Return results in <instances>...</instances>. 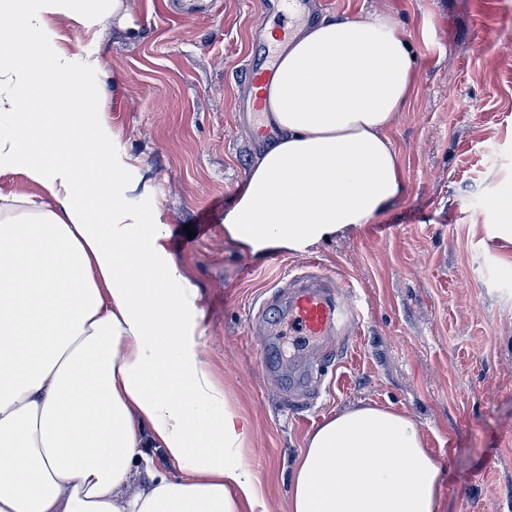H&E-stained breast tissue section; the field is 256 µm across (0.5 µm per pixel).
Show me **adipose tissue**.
Returning a JSON list of instances; mask_svg holds the SVG:
<instances>
[{
    "instance_id": "adipose-tissue-1",
    "label": "adipose tissue",
    "mask_w": 512,
    "mask_h": 512,
    "mask_svg": "<svg viewBox=\"0 0 512 512\" xmlns=\"http://www.w3.org/2000/svg\"><path fill=\"white\" fill-rule=\"evenodd\" d=\"M60 13L90 29L104 3L0 0V172L42 189L0 194V512H270L247 419L201 359L197 290L161 211L119 192L133 165L112 150L94 63L59 42ZM413 90L391 15L300 28L266 92L279 134L227 239L300 253L381 217L405 190L388 131ZM441 481L411 418L356 407L306 437L288 512H439Z\"/></svg>"
}]
</instances>
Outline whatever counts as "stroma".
I'll use <instances>...</instances> for the list:
<instances>
[{
	"mask_svg": "<svg viewBox=\"0 0 512 512\" xmlns=\"http://www.w3.org/2000/svg\"><path fill=\"white\" fill-rule=\"evenodd\" d=\"M118 0L95 28L53 26L101 61L115 152L131 156L127 202L163 214L168 253L205 312L202 358L250 423L245 456L272 512L306 436L362 405L417 425L443 469L440 512H512V241L486 204L512 187V0H309L311 12L393 16L415 86L389 136L406 189L375 223L301 253L257 259L224 235L258 146L241 109L246 61L271 17L255 0ZM346 279L364 317L335 353L276 336L286 272Z\"/></svg>",
	"mask_w": 512,
	"mask_h": 512,
	"instance_id": "stroma-1",
	"label": "stroma"
}]
</instances>
